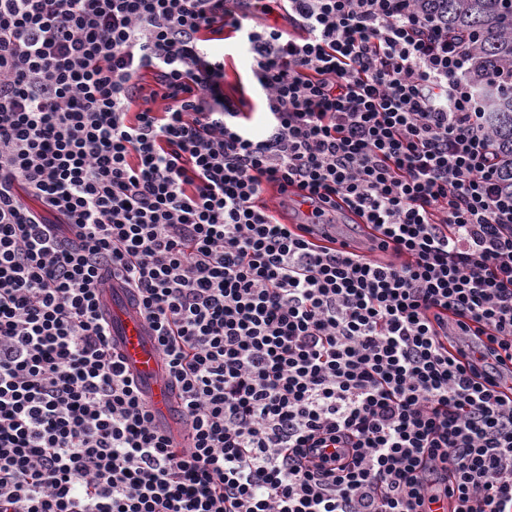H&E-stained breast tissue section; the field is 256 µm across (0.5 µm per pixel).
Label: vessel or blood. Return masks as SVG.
Segmentation results:
<instances>
[{
    "mask_svg": "<svg viewBox=\"0 0 512 512\" xmlns=\"http://www.w3.org/2000/svg\"><path fill=\"white\" fill-rule=\"evenodd\" d=\"M101 303L110 313L112 337L120 348L128 371L137 378L144 401L169 424L180 425L181 416L173 405L165 369L148 334L146 320L139 310L129 305L121 288L105 286Z\"/></svg>",
    "mask_w": 512,
    "mask_h": 512,
    "instance_id": "1",
    "label": "vessel or blood"
}]
</instances>
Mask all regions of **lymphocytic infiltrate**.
I'll use <instances>...</instances> for the list:
<instances>
[{
  "instance_id": "f902f5d3",
  "label": "lymphocytic infiltrate",
  "mask_w": 512,
  "mask_h": 512,
  "mask_svg": "<svg viewBox=\"0 0 512 512\" xmlns=\"http://www.w3.org/2000/svg\"><path fill=\"white\" fill-rule=\"evenodd\" d=\"M236 2L0 0V512H512V190L469 37L424 0ZM233 41V38H229L224 43L215 41L212 45L216 52H224V89L230 94L235 93L240 83L248 86L250 81L248 57L233 50ZM102 305L112 319V338L119 345L127 370L137 378L146 404L169 424L181 427V416L175 410L168 388L165 369L148 324L139 310L133 309L124 291L108 282L101 295Z\"/></svg>"
}]
</instances>
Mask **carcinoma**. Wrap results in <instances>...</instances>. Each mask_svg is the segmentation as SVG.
<instances>
[{
  "instance_id": "cac0c4a2",
  "label": "carcinoma",
  "mask_w": 512,
  "mask_h": 512,
  "mask_svg": "<svg viewBox=\"0 0 512 512\" xmlns=\"http://www.w3.org/2000/svg\"><path fill=\"white\" fill-rule=\"evenodd\" d=\"M448 22V33L476 40L467 77L478 90L480 111L512 170V0H428Z\"/></svg>"
}]
</instances>
